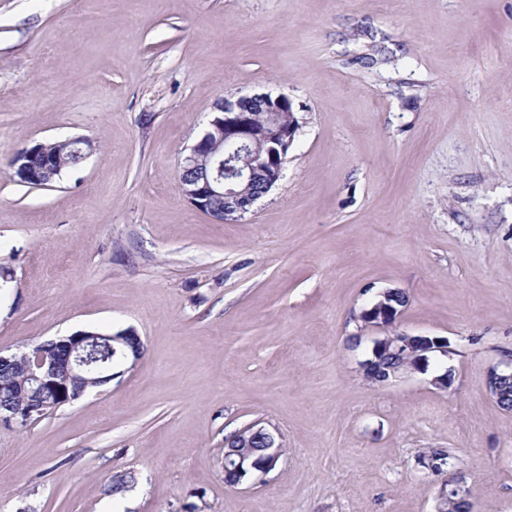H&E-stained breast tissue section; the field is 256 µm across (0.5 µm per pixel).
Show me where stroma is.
I'll return each mask as SVG.
<instances>
[{"label":"stroma","instance_id":"1","mask_svg":"<svg viewBox=\"0 0 512 512\" xmlns=\"http://www.w3.org/2000/svg\"><path fill=\"white\" fill-rule=\"evenodd\" d=\"M260 93L301 129L221 222L178 167L218 102ZM73 135L82 164L17 182L19 150ZM386 289L396 331L454 353L373 385L358 316ZM90 328L144 354L0 426V512H437L431 448L473 512H512V411L487 389L512 353V0H0V353ZM250 425L282 453L226 485Z\"/></svg>","mask_w":512,"mask_h":512}]
</instances>
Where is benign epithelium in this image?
I'll return each instance as SVG.
<instances>
[{"instance_id": "7a95c632", "label": "benign epithelium", "mask_w": 512, "mask_h": 512, "mask_svg": "<svg viewBox=\"0 0 512 512\" xmlns=\"http://www.w3.org/2000/svg\"><path fill=\"white\" fill-rule=\"evenodd\" d=\"M277 113V118L259 127L254 122L255 106ZM301 128L288 97L257 94L236 100L224 99L216 106V116L209 129L191 146L182 159L178 175L181 195L196 209L222 221L234 214L243 215L253 204L267 195L283 177L288 150ZM83 162L93 151L91 140L74 136L65 140ZM66 163L63 157L39 142L24 154L14 157L12 167L17 181L26 185L48 187L56 181ZM392 291L377 296L362 310L359 319L369 327L385 331L401 315V308L390 302ZM106 342L112 359L95 364L88 355L89 344ZM143 342L134 331L117 333L77 331L68 336L48 340L26 356L19 387L12 383L0 386L17 395L13 403H0V424L25 427L36 415L44 416L70 405L91 390L90 377L100 375L105 385L113 379V368L127 361L137 363ZM452 353L448 339L439 336L411 335L394 332L374 340L371 359L360 364L375 380L390 383L428 370V361L435 356ZM82 383L77 394L58 389L61 378ZM264 439L269 464L256 467L250 458L257 436ZM280 456V445L274 435L263 429L246 427L238 431L232 449L224 453L223 472L237 478L234 485L247 483L273 469Z\"/></svg>"}]
</instances>
